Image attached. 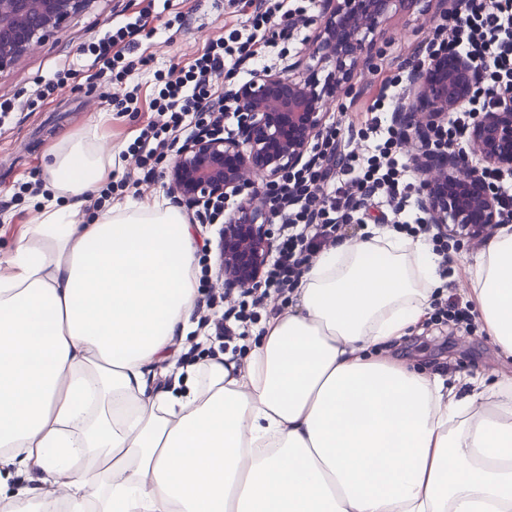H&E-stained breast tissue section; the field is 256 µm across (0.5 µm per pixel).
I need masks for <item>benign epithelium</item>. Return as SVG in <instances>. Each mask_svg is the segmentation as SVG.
<instances>
[{
	"label": "benign epithelium",
	"instance_id": "7a95c632",
	"mask_svg": "<svg viewBox=\"0 0 512 512\" xmlns=\"http://www.w3.org/2000/svg\"><path fill=\"white\" fill-rule=\"evenodd\" d=\"M87 0H0V71L34 52L43 37L61 27ZM395 0H322L323 25L311 56L335 61L325 79L293 59L288 71L262 69L237 84L229 96L238 106L237 132L223 137L203 130L175 153L170 182L189 206L238 199L220 242L224 287L256 288L274 249L268 228L274 214L273 188L286 172L300 168L315 141L325 133L327 109L348 82L351 66L372 46L361 38L373 31ZM478 73L461 55L435 54L411 75L413 96L394 113L404 143L417 151L419 206L426 223L485 228L498 223L499 196L487 171L471 164L467 152L434 140L448 111L465 103ZM469 141L486 162L512 172V95H494L477 115Z\"/></svg>",
	"mask_w": 512,
	"mask_h": 512
}]
</instances>
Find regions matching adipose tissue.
Here are the masks:
<instances>
[{"label":"adipose tissue","mask_w":512,"mask_h":512,"mask_svg":"<svg viewBox=\"0 0 512 512\" xmlns=\"http://www.w3.org/2000/svg\"><path fill=\"white\" fill-rule=\"evenodd\" d=\"M112 166L64 138L0 273V512H512V381L446 383L377 348L442 284L426 239L367 225L324 251L244 358L156 386L192 329V227L170 199L81 206ZM512 355V225L470 270Z\"/></svg>","instance_id":"obj_1"}]
</instances>
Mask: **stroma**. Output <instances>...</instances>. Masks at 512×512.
I'll use <instances>...</instances> for the list:
<instances>
[{
    "label": "stroma",
    "mask_w": 512,
    "mask_h": 512,
    "mask_svg": "<svg viewBox=\"0 0 512 512\" xmlns=\"http://www.w3.org/2000/svg\"><path fill=\"white\" fill-rule=\"evenodd\" d=\"M137 0H90L72 15L60 30L46 35L40 47L10 69L0 72V102L13 104L12 112L0 117V257L11 252L42 205L45 169L60 137L97 126L101 142L114 154L112 174L118 186L113 200L150 201L173 197L168 169L173 150H164L154 161V173L144 177L138 159L128 154L135 134L158 114L150 103L160 79L177 78L217 39L240 27L243 18L226 0H156L161 17L157 30L141 41L133 53L135 66L118 79L92 78L93 58L83 52L89 40L136 11ZM445 9L437 0H396L376 31L366 34L372 43L371 58L358 61L349 86L342 89L337 105L346 107V126L360 128L365 109L382 80L409 73L413 65L426 62L427 44ZM321 0H305L304 23L289 31L272 27L267 65L281 69L289 58L305 53L315 40V24ZM75 76L56 91L43 106L30 109L28 100L43 81L59 69ZM137 97L133 112L117 111L115 105L127 92ZM109 113L97 125L100 113ZM407 363L422 373H440L446 379L476 374L512 376V358L501 356L487 337L485 327L464 335L454 323H428L423 335L405 337L397 349Z\"/></svg>",
    "instance_id": "stroma-1"
}]
</instances>
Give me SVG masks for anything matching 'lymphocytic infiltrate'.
<instances>
[{
    "label": "lymphocytic infiltrate",
    "instance_id": "obj_1",
    "mask_svg": "<svg viewBox=\"0 0 512 512\" xmlns=\"http://www.w3.org/2000/svg\"><path fill=\"white\" fill-rule=\"evenodd\" d=\"M134 20L113 27L97 36L87 47L97 66V77L126 73L127 55L141 39L155 29L150 24L154 0H141ZM230 6L248 17L247 27L232 30L228 37L213 43L207 53L197 58L182 77L165 81L151 105L166 117L164 126L148 123L129 146L141 166L166 146L163 128L196 130L207 126L223 130L224 116L216 110L212 79L224 70V58L237 55L260 65L265 56L258 39L261 27L271 23L282 7V0H229ZM430 50H447L472 60L483 83L482 94H475L458 108L447 126L437 128L438 142L457 146L458 137L474 122L477 114L490 104L492 93L512 92V0H460L456 16L440 24L430 40ZM408 98L402 77L387 80L372 105L360 139L368 142L366 154L346 150L338 129H331L313 147L306 167L288 173L280 180L274 216L279 223L281 241L264 268V287L248 289L238 307L224 308L223 296L211 297L207 313L200 316L199 328L205 340L226 349L237 338L238 329L248 328L260 319L270 293H293L298 288L313 256L335 245L342 225L349 223L358 203L366 207L386 201L395 228L415 235L423 231L422 217L409 206L414 188L407 168L394 152L399 141L396 130H382L381 113L405 106ZM344 173V183H337V173ZM223 307L221 317H211L216 307Z\"/></svg>",
    "mask_w": 512,
    "mask_h": 512
}]
</instances>
